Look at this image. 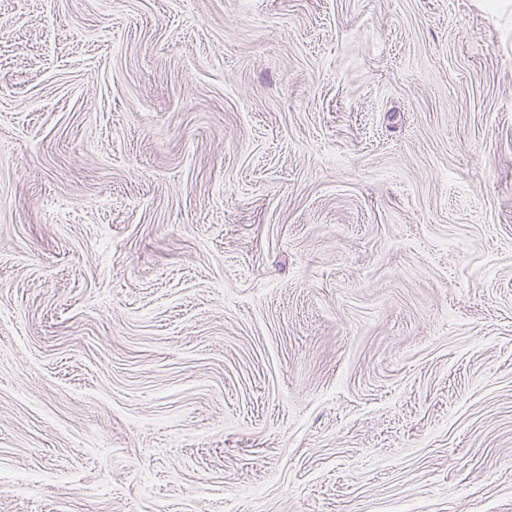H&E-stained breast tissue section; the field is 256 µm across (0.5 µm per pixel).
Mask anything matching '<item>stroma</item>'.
Returning a JSON list of instances; mask_svg holds the SVG:
<instances>
[{"mask_svg": "<svg viewBox=\"0 0 512 512\" xmlns=\"http://www.w3.org/2000/svg\"><path fill=\"white\" fill-rule=\"evenodd\" d=\"M0 512H512V0H0Z\"/></svg>", "mask_w": 512, "mask_h": 512, "instance_id": "obj_1", "label": "stroma"}]
</instances>
